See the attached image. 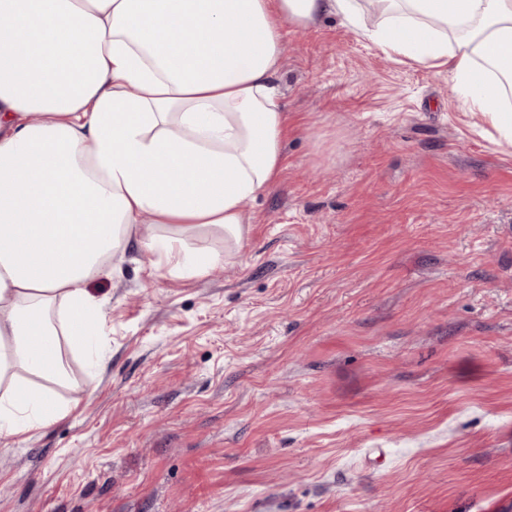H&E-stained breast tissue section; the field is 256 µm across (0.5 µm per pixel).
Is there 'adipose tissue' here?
<instances>
[{"instance_id": "adipose-tissue-1", "label": "adipose tissue", "mask_w": 512, "mask_h": 512, "mask_svg": "<svg viewBox=\"0 0 512 512\" xmlns=\"http://www.w3.org/2000/svg\"><path fill=\"white\" fill-rule=\"evenodd\" d=\"M0 0V436L68 405L23 387L90 346L88 283L129 247L202 278L240 246L283 168L274 78L285 27L325 16L447 68L462 107L512 146V0ZM159 233L141 239L136 225ZM220 232L225 248L191 250Z\"/></svg>"}]
</instances>
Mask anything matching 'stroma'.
Listing matches in <instances>:
<instances>
[{"label":"stroma","instance_id":"stroma-1","mask_svg":"<svg viewBox=\"0 0 512 512\" xmlns=\"http://www.w3.org/2000/svg\"><path fill=\"white\" fill-rule=\"evenodd\" d=\"M279 183L204 279L127 252L0 512H512V147L448 71L286 29Z\"/></svg>","mask_w":512,"mask_h":512}]
</instances>
